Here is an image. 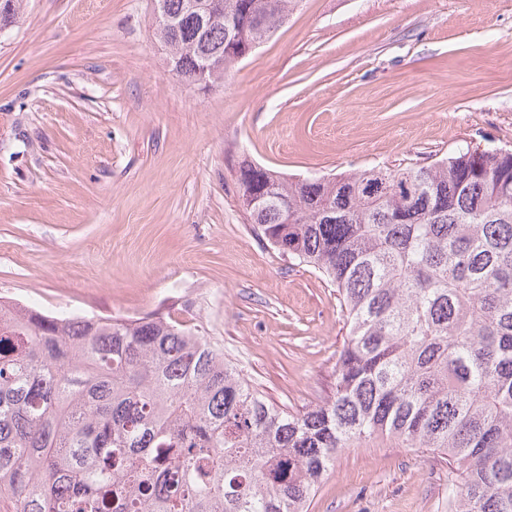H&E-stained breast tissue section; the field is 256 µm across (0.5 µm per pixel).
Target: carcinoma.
<instances>
[{"instance_id": "carcinoma-1", "label": "carcinoma", "mask_w": 512, "mask_h": 512, "mask_svg": "<svg viewBox=\"0 0 512 512\" xmlns=\"http://www.w3.org/2000/svg\"><path fill=\"white\" fill-rule=\"evenodd\" d=\"M154 2L168 67L206 88L292 0ZM236 184L342 298L333 396L287 412L177 322L0 297V512H306L337 455L378 435L458 465L450 512H512V152L297 181L243 161Z\"/></svg>"}]
</instances>
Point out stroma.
I'll use <instances>...</instances> for the list:
<instances>
[{"instance_id": "1", "label": "stroma", "mask_w": 512, "mask_h": 512, "mask_svg": "<svg viewBox=\"0 0 512 512\" xmlns=\"http://www.w3.org/2000/svg\"><path fill=\"white\" fill-rule=\"evenodd\" d=\"M151 0H22L0 29V297L197 327L298 412L335 390V286L241 209V161L288 176L512 150V0H294L207 88ZM307 512H448V459L344 449Z\"/></svg>"}]
</instances>
